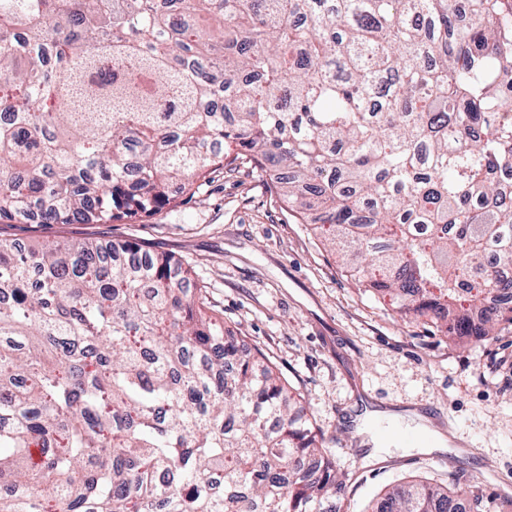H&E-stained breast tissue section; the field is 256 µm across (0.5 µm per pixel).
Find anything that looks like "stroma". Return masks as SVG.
<instances>
[{
  "mask_svg": "<svg viewBox=\"0 0 512 512\" xmlns=\"http://www.w3.org/2000/svg\"><path fill=\"white\" fill-rule=\"evenodd\" d=\"M248 164L220 169L195 192L143 218L109 224H0L21 245L79 238L128 240L180 259L223 320L273 361L302 398L347 473L340 512H369L392 487L423 481L482 496L487 512H512V326L496 340L458 342L430 318L402 316L390 297L358 286L314 229ZM457 432L465 454L390 446L367 466L353 418L362 408L429 407Z\"/></svg>",
  "mask_w": 512,
  "mask_h": 512,
  "instance_id": "obj_1",
  "label": "stroma"
}]
</instances>
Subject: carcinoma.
Returning <instances> with one entry per match:
<instances>
[{
	"label": "carcinoma",
	"mask_w": 512,
	"mask_h": 512,
	"mask_svg": "<svg viewBox=\"0 0 512 512\" xmlns=\"http://www.w3.org/2000/svg\"><path fill=\"white\" fill-rule=\"evenodd\" d=\"M0 114V224L151 216L233 140L359 286L450 339L512 325V0H0ZM298 404L174 257L0 240V512H336Z\"/></svg>",
	"instance_id": "1"
}]
</instances>
